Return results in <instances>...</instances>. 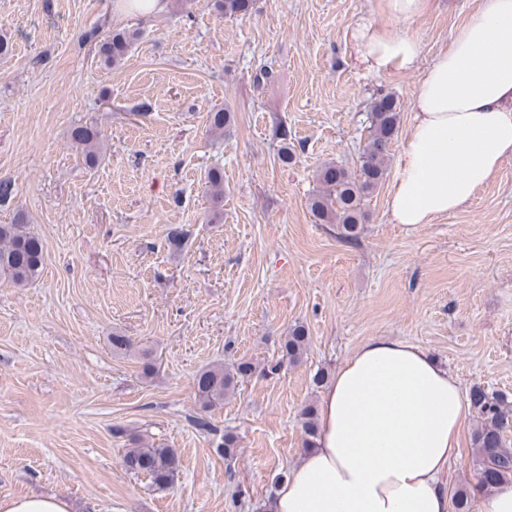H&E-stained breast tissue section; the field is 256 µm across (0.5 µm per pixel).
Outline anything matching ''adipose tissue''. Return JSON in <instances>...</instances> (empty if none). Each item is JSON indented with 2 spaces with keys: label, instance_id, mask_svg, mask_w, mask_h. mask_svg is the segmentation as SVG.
<instances>
[{
  "label": "adipose tissue",
  "instance_id": "ef3b65f1",
  "mask_svg": "<svg viewBox=\"0 0 512 512\" xmlns=\"http://www.w3.org/2000/svg\"><path fill=\"white\" fill-rule=\"evenodd\" d=\"M372 73L407 69L417 40L359 26ZM512 156V0H482L422 78L388 191L390 222L459 211ZM470 405L458 378L408 340L360 345L325 388L313 448L279 485L272 512H448L440 477L460 455Z\"/></svg>",
  "mask_w": 512,
  "mask_h": 512
}]
</instances>
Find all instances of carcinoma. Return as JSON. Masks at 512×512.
<instances>
[{"mask_svg":"<svg viewBox=\"0 0 512 512\" xmlns=\"http://www.w3.org/2000/svg\"><path fill=\"white\" fill-rule=\"evenodd\" d=\"M251 0H213V9L224 18L246 15ZM139 33L115 32L100 42L98 52L105 64L117 66L126 57ZM400 105L390 94H381L371 104L369 138L360 156L359 166L349 171L333 163L321 166L316 173L317 189L309 198L311 213L323 224L336 225L339 239L355 243L359 239L367 213L365 205L382 183L386 172L389 147L398 133ZM73 145L84 152L89 166L97 164V145L100 132L92 124L75 126L70 131ZM25 217L18 215L13 224H0V277L17 286H25L36 279L43 268L44 248L42 241L24 228ZM310 336L306 328L296 325L281 342V357L269 367L274 374L282 363L295 365L307 352ZM253 365L248 361L230 367L212 366L194 377V389L205 411L234 392L237 382L251 375ZM470 400L478 415V423L472 437V465L476 483L448 490L453 512H477L478 502L486 492L512 486V445L507 443L506 433L512 432V401L504 394L490 392L480 386L470 390ZM303 427L307 436L305 447L315 445L318 424L313 408L303 411ZM127 470L146 477L157 489H167L176 480L179 460L169 448H132L124 456Z\"/></svg>","mask_w":512,"mask_h":512,"instance_id":"carcinoma-1","label":"carcinoma"}]
</instances>
